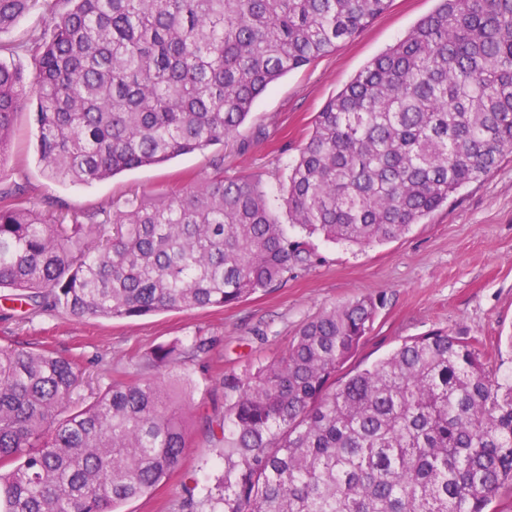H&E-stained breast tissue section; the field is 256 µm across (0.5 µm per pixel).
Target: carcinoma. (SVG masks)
I'll use <instances>...</instances> for the list:
<instances>
[{
    "label": "carcinoma",
    "instance_id": "1",
    "mask_svg": "<svg viewBox=\"0 0 512 512\" xmlns=\"http://www.w3.org/2000/svg\"><path fill=\"white\" fill-rule=\"evenodd\" d=\"M36 0H0V33ZM391 0H43L32 78L0 60V165L35 100L45 175L93 184L224 145L256 99L354 38ZM512 151V0H438L316 113L289 165L290 223L369 246L407 233ZM212 173L133 194L102 221L0 195V289L74 318L232 305L318 262L259 181ZM382 301L307 322L285 354L224 374L206 428L224 475L184 512H498L512 489V376L479 340L431 330L343 372ZM161 345L151 368L201 359ZM77 360L0 345V512H121L179 465V393L154 377L73 401Z\"/></svg>",
    "mask_w": 512,
    "mask_h": 512
}]
</instances>
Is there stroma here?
<instances>
[{"label": "stroma", "instance_id": "35a3bbf8", "mask_svg": "<svg viewBox=\"0 0 512 512\" xmlns=\"http://www.w3.org/2000/svg\"><path fill=\"white\" fill-rule=\"evenodd\" d=\"M437 4L392 0L385 13L335 52L270 86L223 148L225 177L259 179L277 203L314 114ZM36 136L29 107L17 119L15 150L0 168V188L23 186L28 200L50 215L58 202L71 211L108 210L133 193L177 190L211 171L207 150L128 170L104 183L62 184L45 176ZM311 244L321 263L224 308L78 319L57 311L14 309L0 300V345L47 346L79 359L85 371L79 393L86 397L92 388L113 380L143 378L139 365L157 346L207 342L209 375H198L191 364L157 373L169 383L182 371L196 377L185 408L189 446L180 465L151 494L126 502L124 512H181L187 488L209 483L223 468L204 422L222 406L224 373L242 375L281 357L302 325L352 300L380 297L384 305L348 369L370 366L403 340L444 328L477 337L494 373H512V345L507 342L512 336V153L488 177L460 190L399 239L357 247L315 237Z\"/></svg>", "mask_w": 512, "mask_h": 512}]
</instances>
